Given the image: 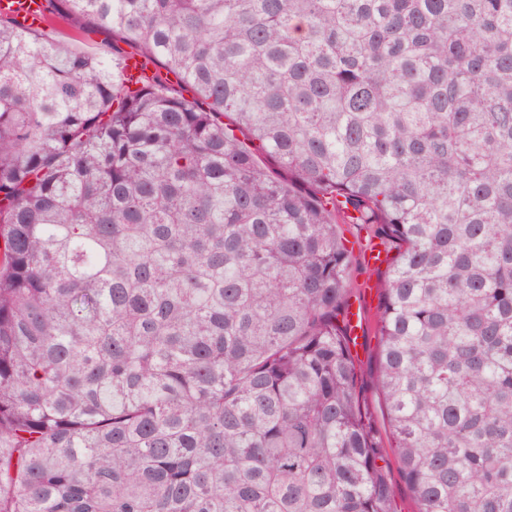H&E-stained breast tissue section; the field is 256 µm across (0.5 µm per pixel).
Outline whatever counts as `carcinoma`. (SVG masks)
I'll use <instances>...</instances> for the list:
<instances>
[{"mask_svg": "<svg viewBox=\"0 0 512 512\" xmlns=\"http://www.w3.org/2000/svg\"><path fill=\"white\" fill-rule=\"evenodd\" d=\"M56 2L193 95L0 16V512H512V0ZM367 282L376 285L378 276L372 267L366 265L362 258V253L358 247L354 249L351 273L349 277V291L351 302L354 300L362 304L365 313V324L363 336L360 338V346L357 347L356 354L361 361L362 369L369 370L374 367L378 339L375 336V321L379 305L378 288H363Z\"/></svg>", "mask_w": 512, "mask_h": 512, "instance_id": "obj_1", "label": "carcinoma"}]
</instances>
